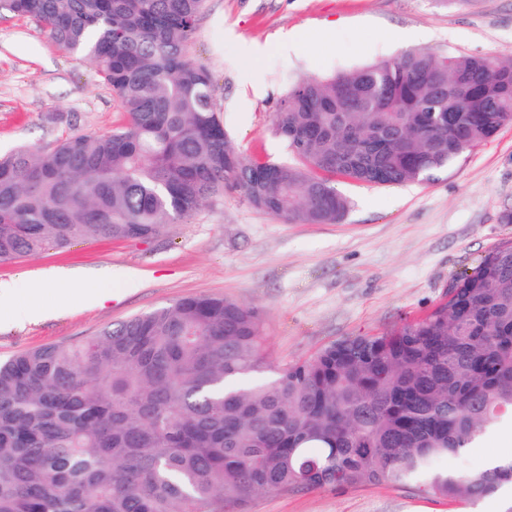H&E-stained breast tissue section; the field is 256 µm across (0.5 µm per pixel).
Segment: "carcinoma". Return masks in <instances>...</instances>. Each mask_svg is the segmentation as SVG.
I'll use <instances>...</instances> for the list:
<instances>
[{
  "label": "carcinoma",
  "mask_w": 512,
  "mask_h": 512,
  "mask_svg": "<svg viewBox=\"0 0 512 512\" xmlns=\"http://www.w3.org/2000/svg\"><path fill=\"white\" fill-rule=\"evenodd\" d=\"M206 0H0L87 58L126 122L0 155V263L148 239L230 189L286 223L338 224V178L434 182L512 124V60L426 50L294 83L291 163L246 158L189 52ZM512 240L423 318L273 367L261 313L196 295L0 364V512H249L263 492L402 487L475 503L512 457ZM512 456V420L501 423L469 455V462L477 467L494 458Z\"/></svg>",
  "instance_id": "carcinoma-1"
}]
</instances>
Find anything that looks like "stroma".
Returning <instances> with one entry per match:
<instances>
[{"label":"stroma","instance_id":"obj_1","mask_svg":"<svg viewBox=\"0 0 512 512\" xmlns=\"http://www.w3.org/2000/svg\"><path fill=\"white\" fill-rule=\"evenodd\" d=\"M424 39H416V32ZM429 50L512 60V0H206L191 46L239 151L285 163L273 117L292 83ZM124 114L91 62L57 47L29 19L0 15V153L52 146L73 131L105 134ZM350 201L338 224H286L224 195L148 240L82 241L0 264V360L74 342L180 298L211 294L254 306L267 359L290 364L353 336L423 316L459 276L512 240V125L442 179L403 186L337 180ZM73 271L103 277L102 303L40 295L31 282ZM512 491L474 505L399 487L263 494L252 512H505Z\"/></svg>","mask_w":512,"mask_h":512}]
</instances>
